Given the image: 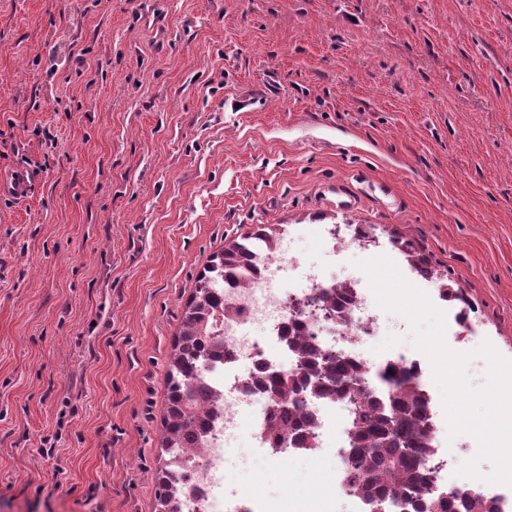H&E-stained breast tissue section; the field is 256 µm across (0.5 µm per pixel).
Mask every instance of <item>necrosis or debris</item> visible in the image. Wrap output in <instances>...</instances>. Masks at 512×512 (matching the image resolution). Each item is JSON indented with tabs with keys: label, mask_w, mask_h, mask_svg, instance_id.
Masks as SVG:
<instances>
[{
	"label": "necrosis or debris",
	"mask_w": 512,
	"mask_h": 512,
	"mask_svg": "<svg viewBox=\"0 0 512 512\" xmlns=\"http://www.w3.org/2000/svg\"><path fill=\"white\" fill-rule=\"evenodd\" d=\"M340 294L347 303L339 315L331 307ZM295 322L318 346L336 350L360 366L369 376V393L381 395L376 374L386 361L371 355L369 341L386 329L387 321L366 277L311 265L293 243L277 241L271 250L257 254L251 267L224 284V313L217 322L224 354L205 372L215 401L200 437L201 454L180 458L176 474L180 512H280L279 503L252 497L225 482V449L247 416L250 441L264 458L278 463L298 459L297 449L273 448L271 400L255 382L263 370H296L297 362L288 350V328ZM299 413L311 422L316 455L345 448L347 403L306 397Z\"/></svg>",
	"instance_id": "obj_1"
}]
</instances>
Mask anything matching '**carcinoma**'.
I'll return each mask as SVG.
<instances>
[{"label": "carcinoma", "mask_w": 512, "mask_h": 512, "mask_svg": "<svg viewBox=\"0 0 512 512\" xmlns=\"http://www.w3.org/2000/svg\"><path fill=\"white\" fill-rule=\"evenodd\" d=\"M270 227L259 224L241 240L218 254L199 279L188 301L183 327L177 336L166 387L162 420L163 448L169 455L157 472L160 487L157 512H178V488L173 479L179 453L198 454V435L206 428L203 415L209 395L201 376L209 362L221 353L216 316L224 308V288L241 267L249 264L254 249L273 243ZM398 249L413 265L431 276L426 257L409 240H396ZM288 346L300 359V369L290 374L263 371L258 384L268 393L277 419L274 447L283 443L301 451L312 450L308 426L296 413L303 393L334 398L350 404L349 447L341 455L355 493L370 501L389 498L408 512H497L495 501L470 492L465 485L448 487L435 497L422 472L423 462L436 453L429 435L426 396L419 383L401 365L389 363L378 372L387 387L382 398H369L358 366L332 352H324L294 325Z\"/></svg>", "instance_id": "1"}]
</instances>
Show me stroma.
I'll return each instance as SVG.
<instances>
[{"mask_svg": "<svg viewBox=\"0 0 512 512\" xmlns=\"http://www.w3.org/2000/svg\"><path fill=\"white\" fill-rule=\"evenodd\" d=\"M0 512H155L164 393L214 253L369 224L512 359V0H0ZM226 478L304 512L333 455ZM52 439L62 468L40 453ZM39 176L34 171L20 170L0 177V195L13 199L25 198ZM395 243L398 245V249L406 255V257L408 258L407 260H410L413 263V265L416 267V268H411L409 270L407 280L411 284L416 286L417 288L424 289V288H421V286L428 287L429 286L428 277L423 275L418 270V269H420L422 272H424L428 276H433L434 273H433L426 257L423 254H421L420 251L418 249H416L414 243L409 240L397 239L395 241Z\"/></svg>", "mask_w": 512, "mask_h": 512, "instance_id": "35a3bbf8", "label": "stroma"}]
</instances>
